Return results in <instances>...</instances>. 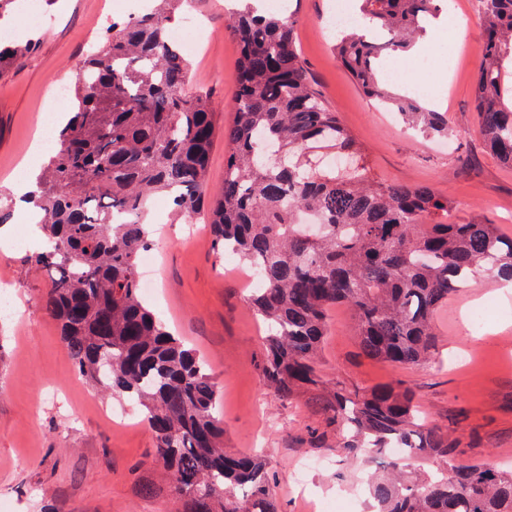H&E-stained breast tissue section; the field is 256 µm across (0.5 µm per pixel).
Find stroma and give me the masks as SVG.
I'll use <instances>...</instances> for the list:
<instances>
[{
    "mask_svg": "<svg viewBox=\"0 0 512 512\" xmlns=\"http://www.w3.org/2000/svg\"><path fill=\"white\" fill-rule=\"evenodd\" d=\"M298 47L326 102L362 145L382 181L427 185L457 204L450 218L475 215L512 234V167L483 144L473 83L480 23L471 0H457V71L433 88L440 110L460 135L454 146L407 135L390 112L376 110L340 66L329 16L336 0H298ZM51 25L33 53L0 76V189L20 169L38 129L37 114L54 87L71 88L77 67L106 22L121 16L117 0H36ZM186 95L207 91L217 123L233 118L239 45L226 30L224 0H193ZM148 223L160 227L158 287L147 303L195 349L220 390L224 446L258 453L275 481L282 512H370V467L347 453L316 411L318 392L285 400L263 384L266 329L246 302L241 275L225 273L209 235L190 237L155 198ZM32 243L0 250V281L13 306L0 317V512H175L178 502L157 476L153 435L134 403L101 395L74 373L57 322L42 307L45 274L29 261ZM494 303L496 314L472 328V307ZM321 350L328 389L371 388L402 381L423 416L448 427L460 463L512 470V301L486 280L449 296L435 316V358L412 368L363 357L352 317L329 313ZM156 491L146 495L143 483Z\"/></svg>",
    "mask_w": 512,
    "mask_h": 512,
    "instance_id": "stroma-1",
    "label": "stroma"
}]
</instances>
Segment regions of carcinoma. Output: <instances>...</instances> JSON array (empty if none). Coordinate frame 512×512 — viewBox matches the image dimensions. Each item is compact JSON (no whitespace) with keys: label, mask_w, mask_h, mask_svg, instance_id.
Returning a JSON list of instances; mask_svg holds the SVG:
<instances>
[{"label":"carcinoma","mask_w":512,"mask_h":512,"mask_svg":"<svg viewBox=\"0 0 512 512\" xmlns=\"http://www.w3.org/2000/svg\"><path fill=\"white\" fill-rule=\"evenodd\" d=\"M356 2L357 28L337 37L339 64L406 128L455 135L448 113L392 95L379 76L381 59L427 37L448 0ZM183 4L153 0L146 13L111 19L85 58L73 115L40 175L50 249L30 262L47 276L45 310L77 372L144 411L183 512H280L261 459L224 450L219 387L203 361L143 304L136 268L153 243L152 198L169 197L176 220L206 214L216 257L229 247L258 274L247 303L269 327L262 376L286 399L324 387L319 352L336 305L351 311L363 356L401 368L427 361L434 316L450 294L481 277L512 281V236L476 216L448 222L457 205L428 186L376 179L307 71L297 12H259L252 0L226 14L240 47L235 117L224 127V185L208 194L216 107L184 94L191 61L169 38ZM477 4L479 130L512 167V0ZM32 49L0 45V75ZM323 150L353 165L325 169ZM302 213L318 218L316 237L303 231ZM415 404L401 383L328 391L319 403L348 452L404 449L368 486L374 512H512V473L457 463V440L421 421ZM424 455L446 459L445 469L409 477L408 461Z\"/></svg>","instance_id":"1"}]
</instances>
